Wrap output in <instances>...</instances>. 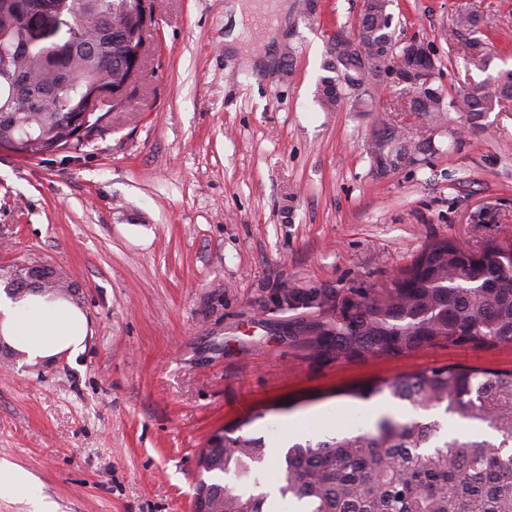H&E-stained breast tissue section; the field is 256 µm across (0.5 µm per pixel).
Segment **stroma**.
Instances as JSON below:
<instances>
[{
  "instance_id": "obj_1",
  "label": "stroma",
  "mask_w": 512,
  "mask_h": 512,
  "mask_svg": "<svg viewBox=\"0 0 512 512\" xmlns=\"http://www.w3.org/2000/svg\"><path fill=\"white\" fill-rule=\"evenodd\" d=\"M154 0L137 91L79 150L28 160L0 149V283L57 268L88 319L85 351L0 362V464L30 491L0 512H193L202 448L224 430L288 446L370 431L353 393L439 366L512 370V343L429 344L325 361L271 300L306 288H379L431 242H512V111L471 125L321 109L329 35L363 0ZM487 23L493 68L512 67V0H394L403 38L447 58L461 8ZM414 147L386 167L376 110Z\"/></svg>"
}]
</instances>
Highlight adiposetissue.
<instances>
[{"mask_svg": "<svg viewBox=\"0 0 512 512\" xmlns=\"http://www.w3.org/2000/svg\"><path fill=\"white\" fill-rule=\"evenodd\" d=\"M87 333L88 320L78 308L64 301H47L37 293L0 309V340L29 362L64 353L78 356L85 349Z\"/></svg>", "mask_w": 512, "mask_h": 512, "instance_id": "obj_1", "label": "adipose tissue"}]
</instances>
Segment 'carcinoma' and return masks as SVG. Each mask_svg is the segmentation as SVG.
<instances>
[{
  "mask_svg": "<svg viewBox=\"0 0 512 512\" xmlns=\"http://www.w3.org/2000/svg\"><path fill=\"white\" fill-rule=\"evenodd\" d=\"M35 4L29 0L14 14L12 4L0 0V144H16L30 159L83 144L65 135L79 122L88 88L128 80L133 51L142 43L129 38L142 26L139 0H94L92 15L73 21L86 48L55 57L46 45L27 47L24 23ZM392 6L393 0H367L359 35L343 45L327 42L325 75L315 92L324 111L344 99L368 106L374 93L388 87L384 72L392 66L430 71V84L416 85V104L431 122L450 111L477 119L512 103V69L498 70L490 90L451 93L439 57L414 61L403 54ZM480 23L473 13L457 14L448 40L462 38L464 46L448 62L460 57L470 70L489 69L488 35ZM71 27L61 33L64 46ZM21 80L55 84L57 90L35 105L16 93ZM72 286L61 275L34 291L67 300ZM313 296L323 306L316 320L301 319L288 333L310 337L325 360L398 355L429 343H511L512 244L472 251L436 241L382 288L290 291L289 307L307 309ZM385 389L426 416L408 422L383 417L373 431L292 444L277 462L280 497L299 512H512V372L434 367L384 389L367 387L360 396ZM437 414L484 425L495 441L445 435ZM267 462L262 438L224 435V443L198 456L200 474L212 479H198L195 500H204L207 512H267V496L256 493Z\"/></svg>",
  "mask_w": 512,
  "mask_h": 512,
  "instance_id": "1",
  "label": "carcinoma"
}]
</instances>
